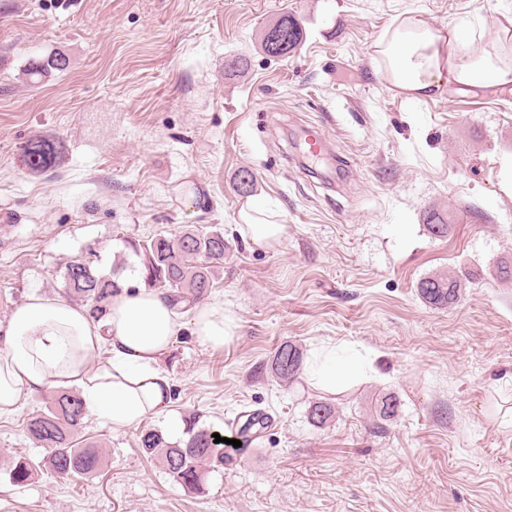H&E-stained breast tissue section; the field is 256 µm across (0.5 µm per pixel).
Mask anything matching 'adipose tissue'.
Returning <instances> with one entry per match:
<instances>
[{"label": "adipose tissue", "mask_w": 512, "mask_h": 512, "mask_svg": "<svg viewBox=\"0 0 512 512\" xmlns=\"http://www.w3.org/2000/svg\"><path fill=\"white\" fill-rule=\"evenodd\" d=\"M471 36L467 24L435 28L408 15L377 39L374 58L410 101L446 87L474 96L512 93L511 65L487 54L456 52ZM240 219L238 234L256 245L280 241L287 233L286 225L257 206ZM191 325L197 342L208 349L223 348L237 330L217 304L195 307ZM180 329L175 307L144 287L123 288L101 320L60 296L32 293L0 323V416L14 413L23 395L75 387L86 411L113 431L135 428L171 402L162 361Z\"/></svg>", "instance_id": "adipose-tissue-1"}]
</instances>
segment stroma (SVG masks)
<instances>
[{"mask_svg":"<svg viewBox=\"0 0 512 512\" xmlns=\"http://www.w3.org/2000/svg\"><path fill=\"white\" fill-rule=\"evenodd\" d=\"M512 0H0V321L32 291L65 296L64 267L87 253L111 273L129 237L215 224L230 249L209 302L239 328L224 348L183 329L164 358L169 409L113 431L86 415L82 436L104 473L46 475L14 485L15 455L46 450L25 421L49 390L0 417V512H512V96L452 90L406 102L373 60V44L404 13L476 30L465 46L498 43ZM299 18L303 39L266 55L262 28ZM59 53L66 70L39 85L30 60ZM242 59L239 70L226 60ZM331 143L316 168L299 134ZM56 139L58 165L28 175L20 148ZM250 170L253 193L236 190ZM257 202L288 227L260 246L235 233ZM448 218L433 237L428 212ZM457 275V304L431 307L425 277ZM305 359L322 349L365 369L337 384L344 401L323 427L307 418L318 386L269 370L275 346ZM399 407L376 413L385 394ZM270 424L247 455L184 490L141 452L142 429L179 440L197 414L235 438L251 413Z\"/></svg>","mask_w":512,"mask_h":512,"instance_id":"35a3bbf8","label":"stroma"}]
</instances>
